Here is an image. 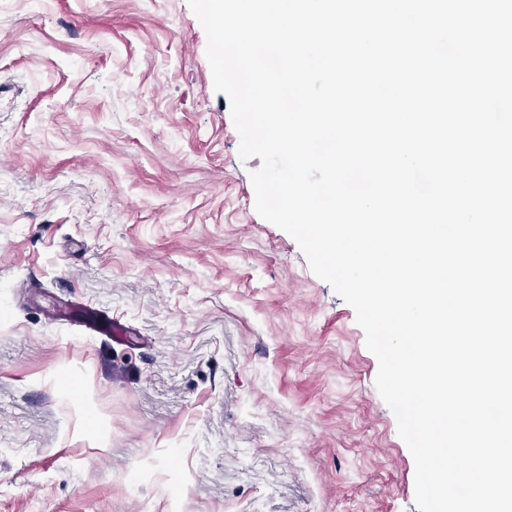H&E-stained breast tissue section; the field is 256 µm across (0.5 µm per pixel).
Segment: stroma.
<instances>
[{
  "label": "stroma",
  "mask_w": 512,
  "mask_h": 512,
  "mask_svg": "<svg viewBox=\"0 0 512 512\" xmlns=\"http://www.w3.org/2000/svg\"><path fill=\"white\" fill-rule=\"evenodd\" d=\"M206 47L187 0H0V512H418L378 361L256 212ZM75 323L103 336H122V325L112 315L91 305H77L71 311Z\"/></svg>",
  "instance_id": "stroma-1"
}]
</instances>
